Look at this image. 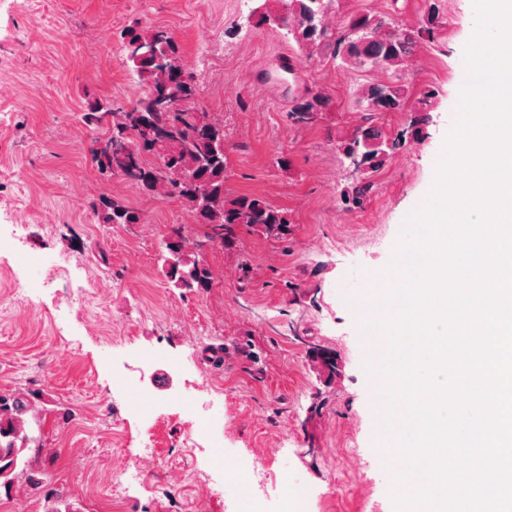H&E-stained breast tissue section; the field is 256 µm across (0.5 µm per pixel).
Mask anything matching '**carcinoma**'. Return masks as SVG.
Wrapping results in <instances>:
<instances>
[{"label":"carcinoma","instance_id":"obj_1","mask_svg":"<svg viewBox=\"0 0 512 512\" xmlns=\"http://www.w3.org/2000/svg\"><path fill=\"white\" fill-rule=\"evenodd\" d=\"M334 0H287L282 16L283 29L298 45L301 56L341 60L348 68L363 72L397 73L403 70L416 44L431 38L440 24L439 0H423V24L404 27L391 14L358 13L346 26L337 29L328 16ZM132 42L147 53L129 55L121 48V62L135 78L140 94L130 101L87 98L77 114L80 124L99 132L96 141L105 149L92 152L98 173L122 177L158 199H174L191 211L197 223L207 226L200 236L188 234L174 224L163 239L161 250L165 276L184 292H198L212 286L214 273L203 255L207 243L217 241L224 249L237 247L240 228L265 239L285 241L291 231L287 211L254 194H233L226 186L227 155H214L217 143L226 140L224 122L201 108L187 112L190 90L196 89L193 76L183 68L178 45L165 27L135 24L126 29ZM161 92L170 105L168 112H156L152 94ZM358 101L368 108L366 123L341 136L336 149L342 158L363 157L364 169L355 171L350 186L342 189L341 199L350 207H363L376 191L374 176L390 154L405 143V132L391 138L377 121L391 112L409 111L410 134L419 136L432 120L431 99L426 92L416 100L400 79L359 86ZM329 104L328 96L312 92L288 113L299 127L315 125ZM165 129L163 145L155 146L156 135ZM143 143L144 150L131 161L136 173L127 176L114 171L105 160L107 149L118 153L126 143ZM154 159L149 160L147 156ZM100 224L116 227L141 223L140 213L119 199L103 195L91 202ZM224 343L204 347L205 360L213 366L224 363ZM37 397L30 392L0 393V489L18 481L42 494L44 512H81L74 502L51 487L49 477L33 466L40 437L32 434L31 421L37 420Z\"/></svg>","mask_w":512,"mask_h":512}]
</instances>
